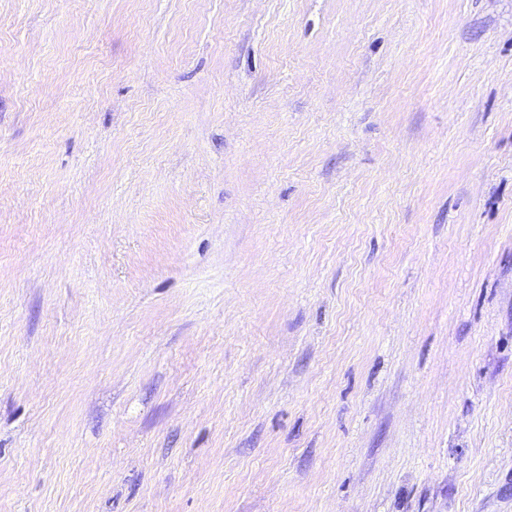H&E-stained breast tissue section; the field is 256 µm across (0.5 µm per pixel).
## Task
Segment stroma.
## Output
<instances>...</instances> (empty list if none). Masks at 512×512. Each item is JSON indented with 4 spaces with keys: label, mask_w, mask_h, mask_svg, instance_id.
Listing matches in <instances>:
<instances>
[{
    "label": "stroma",
    "mask_w": 512,
    "mask_h": 512,
    "mask_svg": "<svg viewBox=\"0 0 512 512\" xmlns=\"http://www.w3.org/2000/svg\"><path fill=\"white\" fill-rule=\"evenodd\" d=\"M0 512H512V0H0Z\"/></svg>",
    "instance_id": "35a3bbf8"
}]
</instances>
